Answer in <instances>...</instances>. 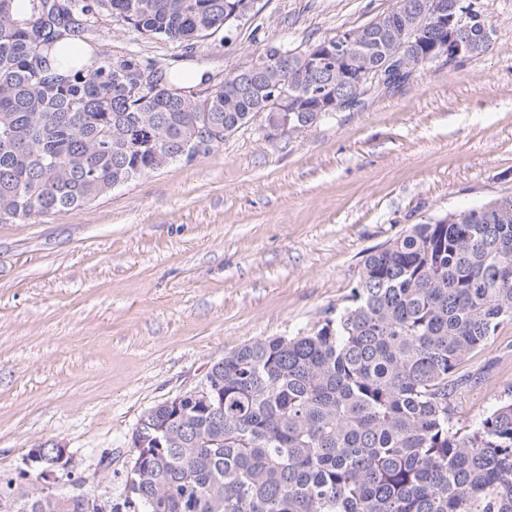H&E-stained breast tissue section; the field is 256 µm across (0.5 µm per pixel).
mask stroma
I'll list each match as a JSON object with an SVG mask.
<instances>
[{"label":"stroma","instance_id":"35a3bbf8","mask_svg":"<svg viewBox=\"0 0 512 512\" xmlns=\"http://www.w3.org/2000/svg\"><path fill=\"white\" fill-rule=\"evenodd\" d=\"M396 0H260L187 69L220 82L268 45L336 36ZM490 49L291 139L259 123L192 163L60 217L0 223V474L66 443L84 493L118 499L144 412L244 344L346 304L364 255L413 224L512 194V0H486ZM88 44L168 63L178 44L101 17ZM460 423L512 398V321L453 374Z\"/></svg>","mask_w":512,"mask_h":512}]
</instances>
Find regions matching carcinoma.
<instances>
[{
  "label": "carcinoma",
  "mask_w": 512,
  "mask_h": 512,
  "mask_svg": "<svg viewBox=\"0 0 512 512\" xmlns=\"http://www.w3.org/2000/svg\"><path fill=\"white\" fill-rule=\"evenodd\" d=\"M258 0H0V223L63 216L116 185L189 163L261 116L268 138L400 88L461 44L487 52L481 0H396L310 44L271 45L210 87L171 63L70 44L98 16L151 39L199 41ZM348 58L315 62L333 43ZM512 321V195L414 224L370 250L349 303L304 334L212 364L208 400L161 402L130 437L106 512H512V399L459 427L449 379ZM0 512H80L37 475H0Z\"/></svg>",
  "instance_id": "cac0c4a2"
}]
</instances>
